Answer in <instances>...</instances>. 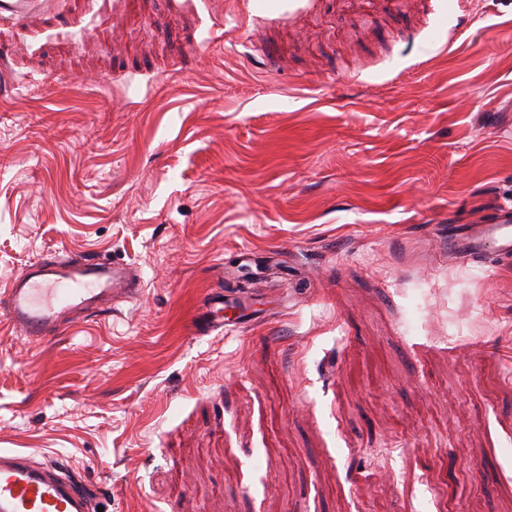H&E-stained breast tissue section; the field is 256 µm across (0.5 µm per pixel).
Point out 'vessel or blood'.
<instances>
[{
    "label": "vessel or blood",
    "instance_id": "b4317fda",
    "mask_svg": "<svg viewBox=\"0 0 512 512\" xmlns=\"http://www.w3.org/2000/svg\"><path fill=\"white\" fill-rule=\"evenodd\" d=\"M448 248L473 261L491 250L512 255V210L503 209L491 224L449 225ZM141 291L131 264L49 256L27 265L0 291V309L17 333L40 341L59 334L73 319L100 315L111 310L113 300ZM93 510L90 491L63 465L0 449V512Z\"/></svg>",
    "mask_w": 512,
    "mask_h": 512
}]
</instances>
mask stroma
I'll return each instance as SVG.
<instances>
[{
  "label": "stroma",
  "instance_id": "stroma-1",
  "mask_svg": "<svg viewBox=\"0 0 512 512\" xmlns=\"http://www.w3.org/2000/svg\"><path fill=\"white\" fill-rule=\"evenodd\" d=\"M510 205L512 0L0 21V290L144 282L37 345L0 316V448L102 512H512V261L446 245Z\"/></svg>",
  "mask_w": 512,
  "mask_h": 512
}]
</instances>
